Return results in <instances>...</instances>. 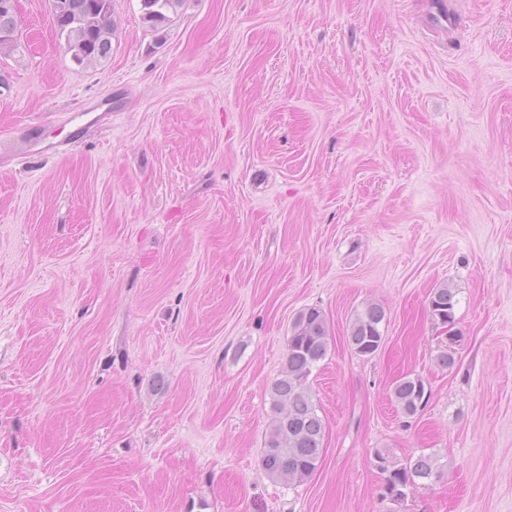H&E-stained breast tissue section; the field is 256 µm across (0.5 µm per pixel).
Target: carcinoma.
Returning a JSON list of instances; mask_svg holds the SVG:
<instances>
[{"instance_id": "carcinoma-1", "label": "carcinoma", "mask_w": 512, "mask_h": 512, "mask_svg": "<svg viewBox=\"0 0 512 512\" xmlns=\"http://www.w3.org/2000/svg\"><path fill=\"white\" fill-rule=\"evenodd\" d=\"M179 0H141L142 19L151 27L168 20L169 10ZM58 36L79 64H92L112 51L115 33L112 0H60V9L52 13ZM17 21L9 0H0V53L14 47ZM456 291L447 284L432 289L429 312L442 325L454 322ZM385 310L376 303L367 304L356 314L348 334L355 354H374L382 342L380 325ZM328 326L317 308L300 312L292 322L288 336L285 366L269 387L271 426L260 456L262 470L275 482L291 483L311 476L323 452L324 423L308 386L312 370L327 354ZM425 386L421 379L404 377L392 389L394 402L407 417L423 407ZM375 466L383 475L385 494L395 502L404 501L420 481L437 473L431 455L411 457L398 463L389 455L375 453Z\"/></svg>"}]
</instances>
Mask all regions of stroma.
I'll use <instances>...</instances> for the list:
<instances>
[{"instance_id": "obj_1", "label": "stroma", "mask_w": 512, "mask_h": 512, "mask_svg": "<svg viewBox=\"0 0 512 512\" xmlns=\"http://www.w3.org/2000/svg\"><path fill=\"white\" fill-rule=\"evenodd\" d=\"M113 8L97 64L50 0L0 54V512H512V0ZM309 307L324 451L285 486L259 460ZM379 451L439 476L393 502ZM181 0H141L142 19L151 27H158L168 20L169 10ZM456 291L447 283L433 288L429 298V312L432 319L442 325L453 323L455 306L458 303ZM386 318L385 310L376 303H368L356 314L348 334V343L355 354H374L382 342L380 325ZM394 402L406 417H413L423 407L425 386L421 379L404 377L392 389Z\"/></svg>"}]
</instances>
